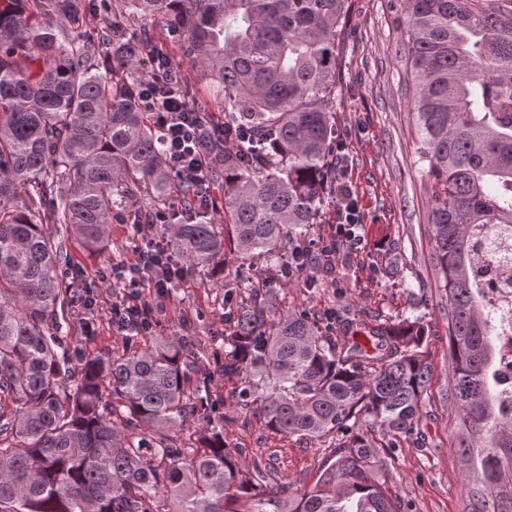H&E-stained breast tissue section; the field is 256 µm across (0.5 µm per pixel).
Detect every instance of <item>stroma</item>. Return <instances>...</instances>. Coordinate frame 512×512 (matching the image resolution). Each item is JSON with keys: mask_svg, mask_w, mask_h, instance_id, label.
<instances>
[{"mask_svg": "<svg viewBox=\"0 0 512 512\" xmlns=\"http://www.w3.org/2000/svg\"><path fill=\"white\" fill-rule=\"evenodd\" d=\"M398 10L393 0H351L339 47L336 181L346 194L327 209L324 223L314 225L309 240L320 246L334 238L349 201L356 207L360 239L341 243V262L332 274L335 287L308 291L304 273L297 272L274 289L270 307L283 315L302 305L318 312L334 304L355 318L375 315L386 322L418 317L426 323L432 377L417 425L419 438L399 442L388 458L389 476L411 512H463L467 489L453 448L458 406L448 396L447 299L429 263V199L418 161ZM70 252L87 280L99 282L102 271L131 257L130 228L112 225L103 255L89 254L75 243ZM166 306L155 335L223 346V289L207 287L193 276L173 289ZM60 334L65 343L98 355L122 352L128 341L107 318H95L88 327L75 314L66 316ZM238 387L234 377L211 384L224 402L226 444L242 449L246 468L258 461L267 464L275 485L313 486L331 455L333 438L304 443L268 431L237 406Z\"/></svg>", "mask_w": 512, "mask_h": 512, "instance_id": "1", "label": "stroma"}]
</instances>
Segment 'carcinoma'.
Returning a JSON list of instances; mask_svg holds the SVG:
<instances>
[{
    "label": "carcinoma",
    "instance_id": "1",
    "mask_svg": "<svg viewBox=\"0 0 512 512\" xmlns=\"http://www.w3.org/2000/svg\"><path fill=\"white\" fill-rule=\"evenodd\" d=\"M419 161L429 194V257L448 297L455 448L464 512H512V414L491 389L496 324L479 270L512 225V8L486 0H398ZM117 15L86 37L84 0H0V512H402L385 451L412 435L431 380L421 319L374 324L329 308L276 318L257 288L228 304L224 358L155 336L107 358L76 357L59 314L69 240L87 251L131 203L179 216L170 252L210 277L228 249L263 262L268 287L309 269L311 226L336 204V71L348 0H100ZM149 20L163 39L132 27ZM193 66L190 108L210 169L224 168L218 212L191 205L167 170L140 61L169 46ZM337 241L305 287H327ZM347 327L340 341L337 328ZM371 348L366 350L358 335ZM236 377L244 409L300 439L340 436L313 487L280 498L240 463L213 417L214 377ZM189 415L206 426L191 442ZM387 438L377 444L363 423ZM168 502L160 510L159 499Z\"/></svg>",
    "mask_w": 512,
    "mask_h": 512
}]
</instances>
